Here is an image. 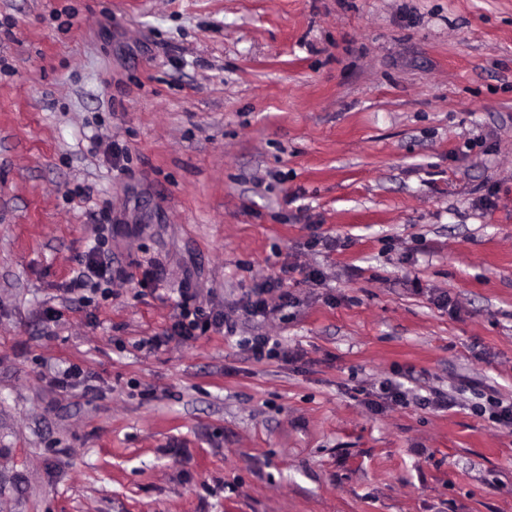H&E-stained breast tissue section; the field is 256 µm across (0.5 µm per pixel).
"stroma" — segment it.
Masks as SVG:
<instances>
[{"label": "stroma", "instance_id": "obj_1", "mask_svg": "<svg viewBox=\"0 0 512 512\" xmlns=\"http://www.w3.org/2000/svg\"><path fill=\"white\" fill-rule=\"evenodd\" d=\"M3 58L0 512H512V0H0ZM187 280L292 302L186 341ZM109 225L96 224L94 225L95 239L94 245L89 248L81 260L82 269L71 280L70 292L90 288L94 293L98 289L100 282H108L107 275L112 273V261L105 262L101 255L104 251L101 249L103 241L107 238L106 232L109 233ZM246 344L251 352L252 358L257 362L264 359L278 358L280 355L286 357L287 353L280 346L279 342L269 336H253L246 340ZM382 399L389 400L390 402L399 403L402 405H407L410 403L409 397L411 399H415L417 404L424 407H436L442 408L448 406V394L443 392H434V396L432 398L422 397L417 398V394H413L408 390H402L400 385H396L393 383L383 384L382 388Z\"/></svg>", "mask_w": 512, "mask_h": 512}]
</instances>
